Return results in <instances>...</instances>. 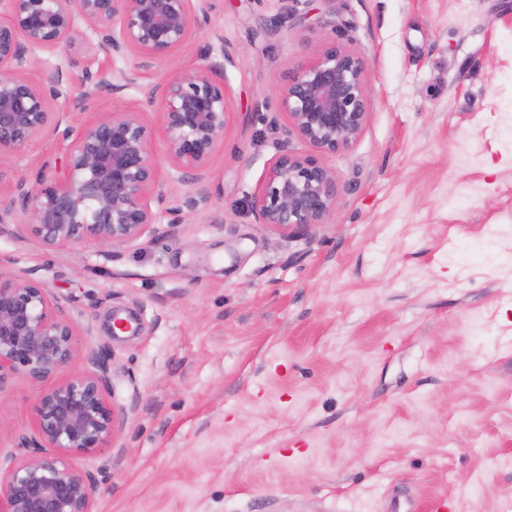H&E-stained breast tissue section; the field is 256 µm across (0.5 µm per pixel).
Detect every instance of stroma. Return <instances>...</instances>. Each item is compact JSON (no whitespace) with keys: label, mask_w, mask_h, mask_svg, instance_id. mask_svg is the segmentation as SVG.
<instances>
[{"label":"stroma","mask_w":512,"mask_h":512,"mask_svg":"<svg viewBox=\"0 0 512 512\" xmlns=\"http://www.w3.org/2000/svg\"><path fill=\"white\" fill-rule=\"evenodd\" d=\"M199 28L144 81L232 55L233 104L205 178L172 175L162 102L132 88L87 113L137 108L170 206L206 208L177 237L48 253L0 237V271H29L88 346L110 354L126 417L95 472L97 512H512V0H193ZM27 72L80 86L107 68L85 22ZM337 43L367 62L371 110L328 155L331 223L289 235L251 197L285 135L278 88ZM67 143L0 153V203ZM136 333L112 335L113 317ZM38 387L0 385V466L28 457Z\"/></svg>","instance_id":"obj_1"}]
</instances>
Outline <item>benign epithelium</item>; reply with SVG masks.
Returning a JSON list of instances; mask_svg holds the SVG:
<instances>
[{
  "instance_id": "obj_1",
  "label": "benign epithelium",
  "mask_w": 512,
  "mask_h": 512,
  "mask_svg": "<svg viewBox=\"0 0 512 512\" xmlns=\"http://www.w3.org/2000/svg\"><path fill=\"white\" fill-rule=\"evenodd\" d=\"M192 0H0V150H21L52 130L59 131L51 102L82 111L105 91L131 87L147 98L162 96L160 132L178 180L194 184L208 171L224 141L232 104L224 84L231 56L224 50L198 66L144 87L139 73L117 66L132 53L164 60L188 41L197 25ZM82 19L97 37V51L112 61V79L86 76L78 91L26 76L34 50L59 48L77 34ZM286 133L304 146L269 163L252 196L255 223L283 234L294 226L330 223L341 189L321 157L350 149L367 124L371 98L367 64L357 52L331 44L297 67L279 88ZM70 140L60 169L40 170L35 183L20 178L14 196L0 207V236L21 235L46 252L75 249L87 242L102 248L175 237L183 206H165L152 134L139 112L105 113ZM168 216L157 227V215ZM63 298L24 272H0V385L22 379L39 386L35 420L46 455H31L0 470V512H96L97 479L72 457L113 441L125 411L109 398L110 364L105 348L88 349L78 326L62 313ZM88 368L68 373L77 362Z\"/></svg>"
}]
</instances>
